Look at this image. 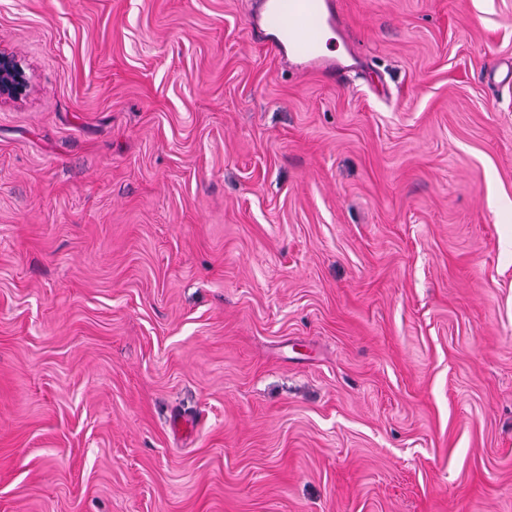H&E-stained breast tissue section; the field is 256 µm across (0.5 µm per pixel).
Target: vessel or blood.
<instances>
[{
  "label": "vessel or blood",
  "mask_w": 512,
  "mask_h": 512,
  "mask_svg": "<svg viewBox=\"0 0 512 512\" xmlns=\"http://www.w3.org/2000/svg\"><path fill=\"white\" fill-rule=\"evenodd\" d=\"M340 24L335 0H258L250 30L261 33L262 28H270L263 42L276 55L291 52L306 66L328 74L333 67L322 53L321 37L325 29Z\"/></svg>",
  "instance_id": "vessel-or-blood-1"
}]
</instances>
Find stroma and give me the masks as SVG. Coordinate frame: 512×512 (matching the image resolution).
<instances>
[{"label": "stroma", "instance_id": "1", "mask_svg": "<svg viewBox=\"0 0 512 512\" xmlns=\"http://www.w3.org/2000/svg\"><path fill=\"white\" fill-rule=\"evenodd\" d=\"M342 4L0 0V512H512V0ZM334 0H259L250 22L252 34L262 38L265 46L281 56L286 51L305 60L306 66L323 74L333 71L322 53V34L326 28L341 25ZM275 32L269 37L261 22ZM29 89V77L22 60L13 53L0 48V103L19 101Z\"/></svg>", "mask_w": 512, "mask_h": 512}]
</instances>
